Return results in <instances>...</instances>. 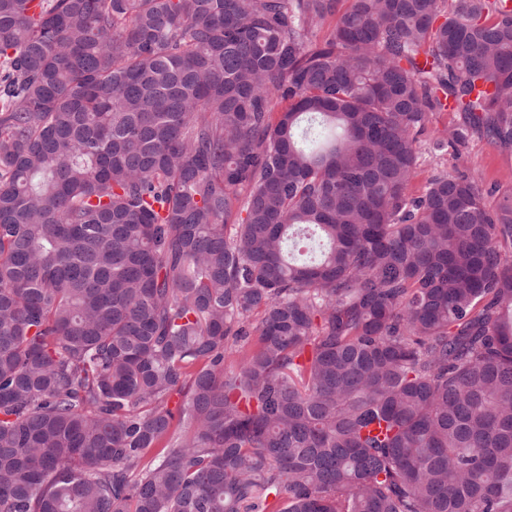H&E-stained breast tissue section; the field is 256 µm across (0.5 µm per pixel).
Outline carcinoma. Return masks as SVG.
<instances>
[{
    "instance_id": "carcinoma-1",
    "label": "carcinoma",
    "mask_w": 512,
    "mask_h": 512,
    "mask_svg": "<svg viewBox=\"0 0 512 512\" xmlns=\"http://www.w3.org/2000/svg\"><path fill=\"white\" fill-rule=\"evenodd\" d=\"M339 2L0 0V512H512V0ZM455 121L456 116L453 112H438L430 116L427 132L422 137L418 173L413 183L414 190H421L433 172H452L454 169L478 178L485 188L512 184V154L498 149L486 140L473 137L466 147L461 149L458 160L452 159L448 152L432 149L430 139L451 127Z\"/></svg>"
}]
</instances>
